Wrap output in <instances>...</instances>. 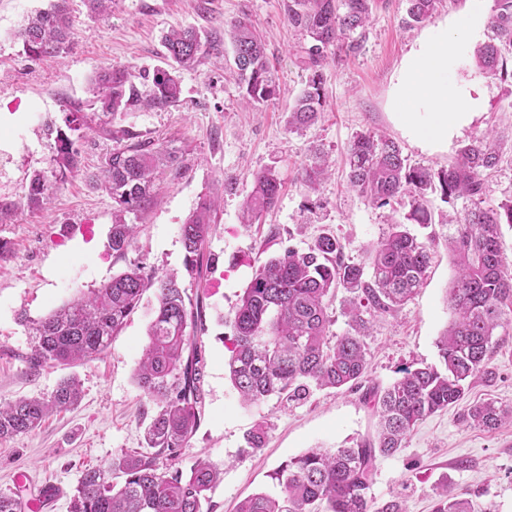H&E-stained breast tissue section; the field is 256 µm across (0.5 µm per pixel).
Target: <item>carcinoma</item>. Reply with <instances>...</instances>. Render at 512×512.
I'll use <instances>...</instances> for the list:
<instances>
[{
	"instance_id": "obj_1",
	"label": "carcinoma",
	"mask_w": 512,
	"mask_h": 512,
	"mask_svg": "<svg viewBox=\"0 0 512 512\" xmlns=\"http://www.w3.org/2000/svg\"><path fill=\"white\" fill-rule=\"evenodd\" d=\"M494 38L476 50L474 65L483 74L512 80V0H494ZM440 0H407L404 27L429 20ZM288 24L309 38L304 64L310 71L297 96L288 128L298 131L318 122L325 96L321 68L329 54L355 56L363 47L371 17V0H287ZM234 73L246 104L256 107L275 100L280 85L266 46L244 15L227 23ZM65 0L38 11L17 32L31 58L60 55L71 41ZM172 70L158 69L146 97L136 87L130 67L108 68L95 77L93 116L107 124L118 112L165 107L179 101L178 73L193 69L205 56L224 57L217 32L194 27L173 30L163 38ZM56 166L34 173L25 186L28 205L38 208L51 199L67 174L78 168V151L65 131L56 130ZM348 182L367 202L379 208L408 198L407 219L434 223L427 197L438 194L449 203L469 200L448 248L457 275L448 290L454 314L437 347L441 366L401 369L391 385L372 386L362 395L378 418L376 434L361 437L348 448H312L281 465L275 473L279 493L254 494L237 512H406L394 497L372 509L369 496L377 461L397 454L407 434L428 416L465 398L472 380L483 374L495 346L494 336L512 329V265L501 248V228L512 224V198L486 204L484 174L502 160L501 139L492 131L463 146L448 167L433 169L409 163L402 146L386 135L362 132L346 151ZM186 168L185 155L175 147L131 142L107 157L96 185L112 198L109 247L123 255L137 246L138 225L126 217L153 200L155 181ZM327 159L314 152L302 180L313 186L326 173ZM281 187L271 169L253 174L251 194L242 204L243 221L260 220L276 202ZM215 199L205 194L181 224L185 271L200 273V260L210 236ZM431 261L430 246L411 235L406 224L393 221L389 232L366 249L365 261H344V245L335 236L320 235L306 251L288 248L258 266L230 316L233 329L228 368L244 401L258 404L270 397L307 399L309 386L356 387L367 375L365 338L370 318L405 305L423 283ZM342 287L348 302L350 330L330 332L327 298ZM154 289L156 306L150 320L144 357L135 380L155 405L145 442L146 451H122L102 467L83 472L71 501V512H203L207 492L221 470L209 461L187 472L176 466L200 424L202 393L198 352L184 356L195 337L194 309L173 273H159L134 264L51 312L33 328L34 346L27 358L33 369L77 360L90 361L107 351L143 294ZM76 379L61 381L46 397L0 403V439L26 434L42 425L48 414L74 405ZM512 420V410L491 399L470 405L463 422L485 431ZM124 483L117 488L112 477ZM432 512H471L466 493L445 484L435 489Z\"/></svg>"
}]
</instances>
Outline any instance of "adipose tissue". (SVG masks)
<instances>
[{
	"label": "adipose tissue",
	"mask_w": 512,
	"mask_h": 512,
	"mask_svg": "<svg viewBox=\"0 0 512 512\" xmlns=\"http://www.w3.org/2000/svg\"><path fill=\"white\" fill-rule=\"evenodd\" d=\"M471 2V9L451 26L441 27L417 43L397 79L394 101L399 111L428 115L426 122L409 126L419 140L448 138L480 106L479 99L459 86L448 70L449 59L467 43L484 18L483 0Z\"/></svg>",
	"instance_id": "obj_1"
}]
</instances>
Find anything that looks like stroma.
I'll return each mask as SVG.
<instances>
[{
    "instance_id": "35a3bbf8",
    "label": "stroma",
    "mask_w": 512,
    "mask_h": 512,
    "mask_svg": "<svg viewBox=\"0 0 512 512\" xmlns=\"http://www.w3.org/2000/svg\"><path fill=\"white\" fill-rule=\"evenodd\" d=\"M49 5L50 0H0V202L14 206L0 221V240L10 247L0 265V402L49 395L68 377L78 381L81 397L34 432L0 439V493H20L27 503L40 500V512H69L85 470L106 464L120 450L143 449L154 405L133 373L147 342L153 293L144 295L105 355L89 362L31 371L28 327L132 264L182 273L180 226L208 187L226 179L230 185L205 248L212 263L203 266L200 280H182L202 312L197 346L203 407L178 465L187 470L200 458L217 464L221 479L208 491L206 506L209 512H236L248 496L275 492L274 472L307 449L346 448L376 429L358 390L314 387L299 404L274 397L256 405L241 402L227 366L228 320L254 269L285 247L306 250L323 233L341 240L349 261H362L365 247L387 231L389 218L403 220L408 209L394 214L348 189L344 158L350 141L361 132L384 133L400 142L410 164L436 169L492 129L511 145L512 84L476 69L473 54L491 35L483 27L452 63L456 82L480 94V109L448 142H419L394 104L399 71L414 42L452 23L470 0H442L429 21L411 30L402 24L405 0H373L361 52L322 69L321 120L292 132L288 115L308 72L302 64L305 41L289 26L282 0H114L111 13L99 17L89 15L84 0H67L73 35L66 53L28 57L14 34ZM244 14L265 40L277 71L276 101L245 107L235 75L202 58L194 69L180 71L178 103L122 112L109 124L71 132L80 175L61 185L45 207L28 206L23 188L33 172L54 166L53 129L63 127L66 113L86 112L101 69L126 66L153 75L167 66L166 32L191 26L220 30ZM131 134L184 148L188 169L158 181V203L137 218L138 248L120 256L109 247L112 200L92 178ZM315 148L333 167L312 191L300 173ZM267 168L278 172L282 190L261 223L245 228L240 212L252 175ZM409 230L431 244L435 255L413 299L372 324L366 338L371 386H389L406 366L438 364L436 342L453 317L446 292L455 267L446 243L455 225L413 224ZM488 398L512 406V331L498 337L487 374L472 384L463 404L427 417L397 454L379 460L370 490L374 503L399 496L407 512H432L433 491L446 482L474 493L475 512H512V424L488 432L462 421L466 405ZM262 419L270 424L265 444L250 449L246 435ZM48 484L58 487V495L45 497Z\"/></svg>"
}]
</instances>
